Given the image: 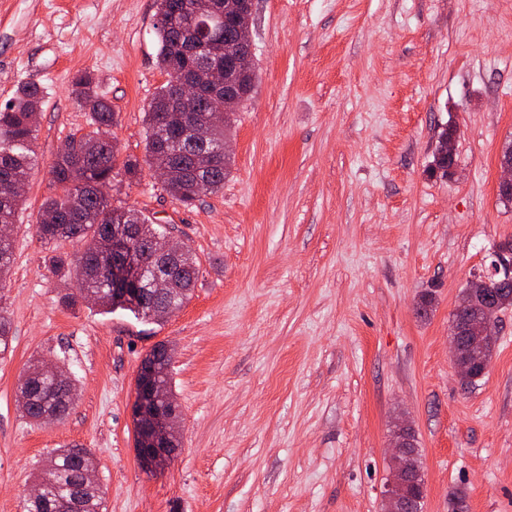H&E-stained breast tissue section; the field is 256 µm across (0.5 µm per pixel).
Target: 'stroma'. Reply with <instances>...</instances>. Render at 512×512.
<instances>
[{
	"instance_id": "35a3bbf8",
	"label": "stroma",
	"mask_w": 512,
	"mask_h": 512,
	"mask_svg": "<svg viewBox=\"0 0 512 512\" xmlns=\"http://www.w3.org/2000/svg\"><path fill=\"white\" fill-rule=\"evenodd\" d=\"M156 0H0V103L44 94L39 164L0 286L13 350L0 358V512H22L47 453L91 449L103 512H382L387 449L410 425L425 512H512V307L489 368L458 383L451 319L467 283L512 241L498 192L512 144V0H254L257 79L229 136L223 191L191 205L144 163V112L167 76ZM92 71L115 114L113 205L140 210L198 259L191 301L161 323L59 298L39 209L61 144L89 129L73 80ZM456 127L450 177L431 173ZM433 292L428 319L417 315ZM179 440L157 473L135 451V378L158 344ZM78 382L69 414L33 425L18 383L36 356Z\"/></svg>"
}]
</instances>
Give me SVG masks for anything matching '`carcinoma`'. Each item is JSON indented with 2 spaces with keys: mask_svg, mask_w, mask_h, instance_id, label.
Returning <instances> with one entry per match:
<instances>
[{
  "mask_svg": "<svg viewBox=\"0 0 512 512\" xmlns=\"http://www.w3.org/2000/svg\"><path fill=\"white\" fill-rule=\"evenodd\" d=\"M156 30L159 42L158 65L167 75L185 72L203 79V68L211 59V45L232 40L234 27L218 19H207L209 0H157ZM81 105L89 112L90 130L72 136L58 151L51 166L52 181L58 193L46 198L41 214L55 217L52 224H36V234L45 244L70 241L81 245L80 256L71 260L60 254L53 258L55 270L63 277L78 281L80 296L61 298L67 306L79 300L91 299L104 313L132 311L125 288L127 284L114 279L112 251L107 241L112 231L127 224L141 226L139 248L152 254L155 240L167 234L166 228L154 224L132 207H114L110 198L98 192V187L112 183L116 149L109 136L114 112L98 92L99 81L91 71H81L74 78ZM169 83L162 84L144 116L145 156L164 151L171 166L165 190L184 204L201 193H217L224 189L231 157L224 155V137L234 121L235 110L224 112V97L203 96L195 118L207 120L211 137L199 143L181 128L191 120L185 115L178 120L168 106ZM43 102V91L35 84H22L14 95L0 105V225L16 223L21 209V195L13 185L28 180L37 162L34 148L37 114ZM14 263L13 240L0 238V282ZM156 284L144 281L141 298L148 304V320L163 322L165 309L183 307L192 297L198 275V259L182 251L177 263L170 265L161 258L152 260ZM13 336L6 311L0 306V356L12 350ZM171 349L165 344L153 348L141 364L137 378L151 377L166 391H171ZM34 394L32 403L19 402L22 416L37 424L51 418L64 419L77 398L74 380L57 385L41 359L28 367L19 384ZM90 450L72 446L55 448L41 465L37 481L45 485L43 497L24 502L23 512H66L65 503L77 500V512H102L104 492L97 482L85 481L84 474L94 466Z\"/></svg>",
  "mask_w": 512,
  "mask_h": 512,
  "instance_id": "obj_1",
  "label": "carcinoma"
}]
</instances>
